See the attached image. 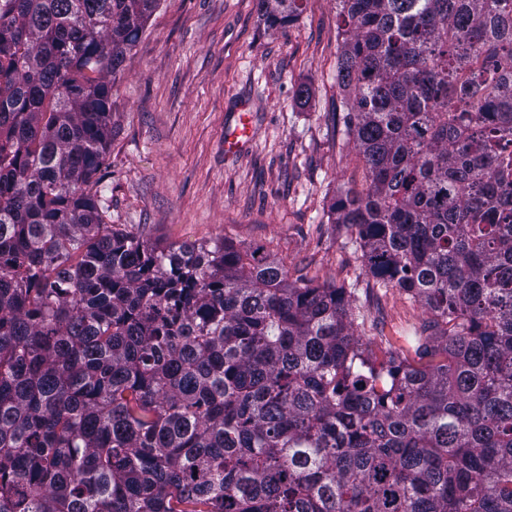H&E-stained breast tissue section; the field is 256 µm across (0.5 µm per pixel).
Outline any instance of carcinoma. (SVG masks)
Segmentation results:
<instances>
[{"instance_id":"obj_1","label":"carcinoma","mask_w":512,"mask_h":512,"mask_svg":"<svg viewBox=\"0 0 512 512\" xmlns=\"http://www.w3.org/2000/svg\"><path fill=\"white\" fill-rule=\"evenodd\" d=\"M157 2L0 0V512H512V0H336L332 223L425 314L381 361L357 288L103 222Z\"/></svg>"}]
</instances>
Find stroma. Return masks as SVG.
<instances>
[{
	"instance_id": "stroma-1",
	"label": "stroma",
	"mask_w": 512,
	"mask_h": 512,
	"mask_svg": "<svg viewBox=\"0 0 512 512\" xmlns=\"http://www.w3.org/2000/svg\"><path fill=\"white\" fill-rule=\"evenodd\" d=\"M341 38L336 0H305L268 28L258 0H159L112 84V143L87 191L105 223L179 244L224 238L289 275L356 285L363 334L400 336L420 306L374 287L361 254L329 219L340 188H364V166L334 125ZM315 94L299 106L298 86ZM248 103L255 136L237 155L224 130Z\"/></svg>"
}]
</instances>
